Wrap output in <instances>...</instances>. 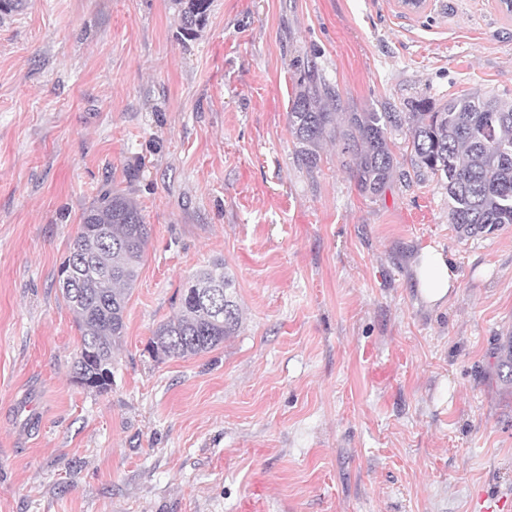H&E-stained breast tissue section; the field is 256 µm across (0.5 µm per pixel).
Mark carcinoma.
Wrapping results in <instances>:
<instances>
[{
    "label": "carcinoma",
    "mask_w": 512,
    "mask_h": 512,
    "mask_svg": "<svg viewBox=\"0 0 512 512\" xmlns=\"http://www.w3.org/2000/svg\"><path fill=\"white\" fill-rule=\"evenodd\" d=\"M212 0H171L182 36L193 37L211 11ZM339 90L314 66L307 67L288 112L299 160L317 167V148L338 142L352 162L358 189L381 193L396 169L406 181L431 175L448 192V216L472 237L512 224V103L463 95L438 107L419 100L409 112H340ZM406 130L411 171L402 169L391 134ZM150 236L137 202L124 189L103 188L85 210L81 229L59 278L62 297L81 334L72 380L99 394L112 389L115 350L125 333V311ZM234 282L218 269L204 270L180 293L175 318L159 324L150 350L158 360L209 352L240 323ZM224 307L217 316L206 303Z\"/></svg>",
    "instance_id": "cac0c4a2"
}]
</instances>
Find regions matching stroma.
Returning <instances> with one entry per match:
<instances>
[{
    "instance_id": "obj_1",
    "label": "stroma",
    "mask_w": 512,
    "mask_h": 512,
    "mask_svg": "<svg viewBox=\"0 0 512 512\" xmlns=\"http://www.w3.org/2000/svg\"><path fill=\"white\" fill-rule=\"evenodd\" d=\"M346 112L512 102L499 0H27L0 22V512H512V224L460 237L437 179L361 193L288 126L306 64ZM150 238L110 391L75 384L57 275L105 181ZM451 255L433 308L413 265ZM220 262L241 324L155 360ZM212 0H171V8L177 14L182 36L194 37L211 11Z\"/></svg>"
}]
</instances>
